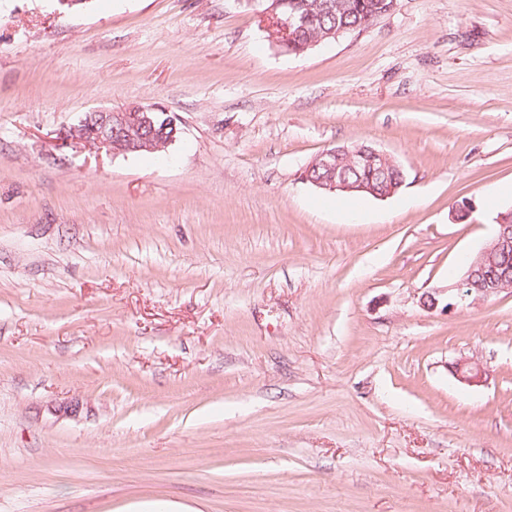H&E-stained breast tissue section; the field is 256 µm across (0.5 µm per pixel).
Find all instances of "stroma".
<instances>
[{
	"instance_id": "35a3bbf8",
	"label": "stroma",
	"mask_w": 512,
	"mask_h": 512,
	"mask_svg": "<svg viewBox=\"0 0 512 512\" xmlns=\"http://www.w3.org/2000/svg\"><path fill=\"white\" fill-rule=\"evenodd\" d=\"M131 103L165 152L55 149ZM357 143L406 180L352 219L300 174ZM509 211L512 0L300 56L260 0H0V512H512V289L444 309ZM452 370L456 379L461 383L474 386L484 382V369L471 359H461L457 361L454 366H452Z\"/></svg>"
}]
</instances>
